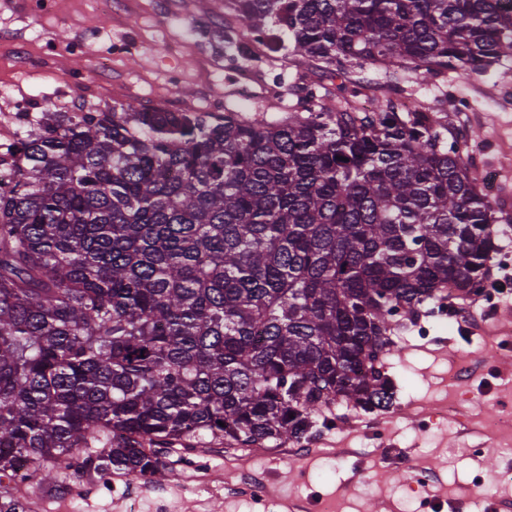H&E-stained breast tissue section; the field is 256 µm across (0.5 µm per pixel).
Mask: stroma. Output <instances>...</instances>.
<instances>
[{"label": "stroma", "mask_w": 512, "mask_h": 512, "mask_svg": "<svg viewBox=\"0 0 512 512\" xmlns=\"http://www.w3.org/2000/svg\"><path fill=\"white\" fill-rule=\"evenodd\" d=\"M233 18L224 0H53L48 12L27 9V0H0V145L16 131L54 110L61 101L75 107L136 101L174 111L207 112L213 100L234 103L240 112L283 118L303 84L327 82L321 69L303 64L288 47L254 46L250 62L230 60L219 34ZM131 42L134 53L116 56L114 45ZM55 51L44 57V44ZM366 95L399 94L411 104L443 105L448 140L461 156L478 151L469 169L478 191L498 209L500 224L512 227V62L480 76L448 73L424 81L401 69L388 75L376 65L359 72ZM277 83L279 95L265 94ZM494 320L477 304L454 318L420 316L395 326L383 357L396 384L394 407L382 415L337 407L347 427L323 431L318 443L299 448L243 451L248 470L267 485L269 512H305L311 500L329 498L341 512H474L477 487L488 501L512 507V434L493 435L483 420L498 407H512V299H499ZM467 360L481 374L450 382L452 364ZM458 400L464 413L430 419L431 407ZM388 427V444L366 435L376 421ZM201 436L204 473L187 467V456L170 457L167 469L147 477L69 473L58 487L26 490L30 512H254L236 492L240 475L226 452L209 449ZM435 475L429 487L412 482L413 465Z\"/></svg>", "instance_id": "1"}]
</instances>
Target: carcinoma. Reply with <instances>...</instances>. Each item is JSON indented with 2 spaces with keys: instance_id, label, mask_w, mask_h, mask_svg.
Instances as JSON below:
<instances>
[{
  "instance_id": "obj_1",
  "label": "carcinoma",
  "mask_w": 512,
  "mask_h": 512,
  "mask_svg": "<svg viewBox=\"0 0 512 512\" xmlns=\"http://www.w3.org/2000/svg\"><path fill=\"white\" fill-rule=\"evenodd\" d=\"M224 41L287 37L288 116L132 102L44 112L0 153V485L151 476L200 434L316 438L394 406L395 322L480 292L496 209L436 107H358V70L512 60V0H227ZM0 512H27L0 492Z\"/></svg>"
}]
</instances>
